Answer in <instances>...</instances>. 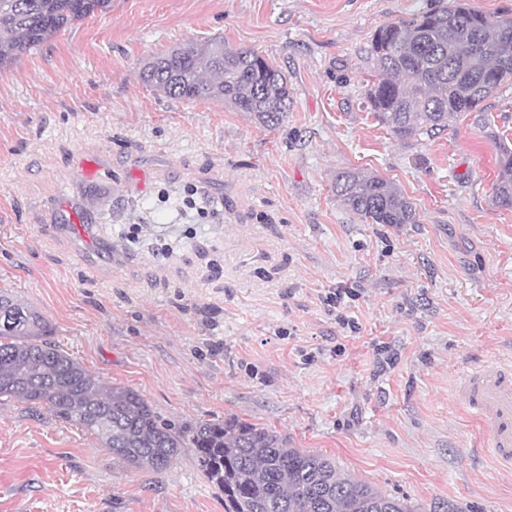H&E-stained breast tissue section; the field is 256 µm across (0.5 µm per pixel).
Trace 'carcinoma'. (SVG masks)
Wrapping results in <instances>:
<instances>
[{
	"mask_svg": "<svg viewBox=\"0 0 512 512\" xmlns=\"http://www.w3.org/2000/svg\"><path fill=\"white\" fill-rule=\"evenodd\" d=\"M111 0H0V71ZM373 74L366 97L400 139L448 129V118L479 112L512 81V15L491 16L468 0L382 25L371 42ZM140 78L185 101L220 100L259 124L279 125L291 107L286 77L258 53L224 47L216 38L191 41L147 62ZM496 148L495 204L512 208V146L488 133ZM333 193L370 224L418 223L413 204L392 181L344 171ZM49 321L0 290V398L93 432L112 459L160 472L183 448L224 492V512H413L344 475L323 455L288 447V438L239 417L178 426L134 389L93 375L49 340Z\"/></svg>",
	"mask_w": 512,
	"mask_h": 512,
	"instance_id": "1",
	"label": "carcinoma"
}]
</instances>
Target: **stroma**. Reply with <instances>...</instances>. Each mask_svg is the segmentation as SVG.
Here are the masks:
<instances>
[{"instance_id": "1", "label": "stroma", "mask_w": 512, "mask_h": 512, "mask_svg": "<svg viewBox=\"0 0 512 512\" xmlns=\"http://www.w3.org/2000/svg\"><path fill=\"white\" fill-rule=\"evenodd\" d=\"M438 4L112 0L23 56L0 72V289L175 424L236 416L422 512H512V470L454 398L470 368L512 361L496 149L471 112L397 139L366 99L376 30ZM204 38L282 70L281 125L141 81L144 62ZM341 171L393 181L418 223H364L331 191ZM66 202L97 240L76 241ZM0 512H224V494L193 449L131 469L5 399Z\"/></svg>"}]
</instances>
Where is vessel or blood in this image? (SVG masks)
I'll list each match as a JSON object with an SVG mask.
<instances>
[{
	"instance_id": "vessel-or-blood-1",
	"label": "vessel or blood",
	"mask_w": 512,
	"mask_h": 512,
	"mask_svg": "<svg viewBox=\"0 0 512 512\" xmlns=\"http://www.w3.org/2000/svg\"><path fill=\"white\" fill-rule=\"evenodd\" d=\"M458 399L491 431L490 449L495 459L512 466V362L470 370L460 383Z\"/></svg>"
}]
</instances>
